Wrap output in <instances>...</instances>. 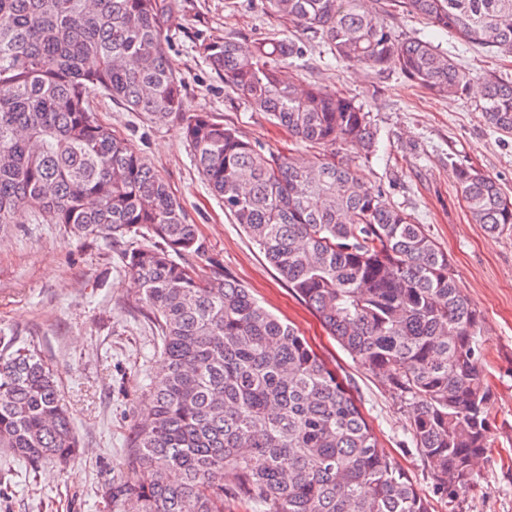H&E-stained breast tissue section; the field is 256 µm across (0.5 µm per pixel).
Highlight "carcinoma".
I'll use <instances>...</instances> for the list:
<instances>
[{
	"label": "carcinoma",
	"mask_w": 512,
	"mask_h": 512,
	"mask_svg": "<svg viewBox=\"0 0 512 512\" xmlns=\"http://www.w3.org/2000/svg\"><path fill=\"white\" fill-rule=\"evenodd\" d=\"M269 14L349 66L392 69L439 96L469 72L430 40L403 38L365 0H264ZM463 42L512 56V0H386ZM178 0H0V230L25 214L107 250L133 235L122 263L159 334L165 376L131 426L125 462L98 491L110 512H432L381 445L353 390L292 327L209 259L165 179L97 118L102 93L155 124L178 115L205 182L330 335L410 415L404 449L430 463L450 504L475 487L493 448L495 393L483 318L448 252L392 205L336 143L369 158L378 136L353 98L278 63L299 39L249 53L230 38L199 53L224 85L296 140L310 161L267 151L209 112L189 109L164 18ZM486 124L512 136V80L484 83ZM466 207L491 235L512 233V196L451 164ZM0 448L29 465L80 453L70 412L37 350L0 336Z\"/></svg>",
	"instance_id": "obj_1"
}]
</instances>
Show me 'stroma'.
Listing matches in <instances>:
<instances>
[{
    "mask_svg": "<svg viewBox=\"0 0 512 512\" xmlns=\"http://www.w3.org/2000/svg\"><path fill=\"white\" fill-rule=\"evenodd\" d=\"M402 36H428L473 77L469 94L442 97L411 85L398 72L355 68L333 59L321 39L304 37L302 57L286 60L283 74L354 97L380 131L371 159L354 149L352 165L384 190L395 206L447 250L457 285L480 310L486 370L493 384L495 448L477 468V485L454 506L436 512H512V234L489 235L469 215L452 164L476 167L512 193V137L496 133L479 108L483 79L512 77V58L434 34L423 18L388 17ZM170 59L185 84L191 109L237 127L265 149L310 159L313 149L252 111L199 54L202 40L232 38L244 50L269 37L285 38L286 25L264 0H181L167 21ZM97 116L129 138L180 198L198 224L208 253L270 311L292 325L338 375L353 382L362 409L416 488L431 495L430 465L403 452L409 417L378 376L365 371L328 336L312 311L224 211L194 165L179 119L155 125L105 96ZM121 246L104 250L90 236L61 224L12 225L0 233V334L35 346L54 371L81 453L68 465L32 468L0 450V512H103L97 489L122 465L129 429L149 406L147 384L161 360L153 325L137 303L138 288L124 270Z\"/></svg>",
    "mask_w": 512,
    "mask_h": 512,
    "instance_id": "1",
    "label": "stroma"
}]
</instances>
